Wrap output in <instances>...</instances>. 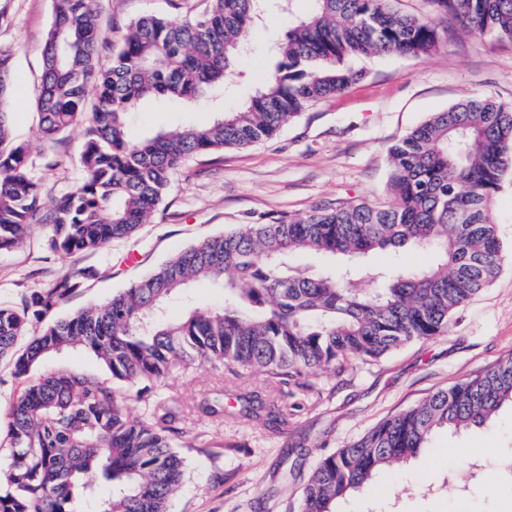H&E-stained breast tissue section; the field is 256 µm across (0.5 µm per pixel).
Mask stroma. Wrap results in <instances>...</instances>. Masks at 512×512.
I'll return each instance as SVG.
<instances>
[{"label":"stroma","instance_id":"1","mask_svg":"<svg viewBox=\"0 0 512 512\" xmlns=\"http://www.w3.org/2000/svg\"><path fill=\"white\" fill-rule=\"evenodd\" d=\"M206 0H99L108 39H120L127 25L145 15L200 13ZM52 0H0V49L13 56V133L30 143L33 171L52 200L82 179L78 157L83 137L72 131L55 144L42 143L34 120L41 50L51 22ZM288 25L272 11L253 36L240 68L248 82L224 91L223 111L236 110L270 67L266 39ZM365 76L335 98L320 102L285 125L271 139L247 149L227 148L188 162L149 223L131 238L98 252L67 256L45 250L40 233L0 253V302L45 287L68 272L96 270L84 293L64 308L71 314L91 299L127 288L174 253L239 224H265L283 215L310 212L333 200L387 196L389 149L431 113L475 93L512 102V43L459 36L426 57L378 56L363 61ZM207 105L184 112L152 103L131 110L129 132L143 137L176 124L213 121ZM493 216L505 247L502 273L455 313L444 333L415 341L378 361H352L342 371L312 374L317 395L308 401L295 386L283 387L287 421L275 415L250 418L239 396L266 394L265 375L206 364L193 375H173L162 394L183 411L173 443L184 456L187 475L174 512H292L309 469L324 454L358 439L381 421L433 391L469 379L512 357V181L493 202ZM224 390V417L203 413L200 402ZM457 449L461 460L443 459ZM512 452V410L503 409L486 427L433 435L399 472L386 477V493L341 503L342 512H512V483L496 470L469 480L461 500L437 490L448 473H467L486 451Z\"/></svg>","mask_w":512,"mask_h":512}]
</instances>
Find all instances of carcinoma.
Listing matches in <instances>:
<instances>
[{"instance_id": "cac0c4a2", "label": "carcinoma", "mask_w": 512, "mask_h": 512, "mask_svg": "<svg viewBox=\"0 0 512 512\" xmlns=\"http://www.w3.org/2000/svg\"><path fill=\"white\" fill-rule=\"evenodd\" d=\"M304 16L280 0H208L196 16H145L118 41L103 30L97 0H53L35 94L40 138L83 130L81 182L51 202L17 141L12 54L0 50V252L32 232L53 254L95 252L132 237L162 204L192 157L244 148L273 136L301 112L362 79L352 63L388 54L430 55L447 45L451 20L464 35L512 41V0H427L429 12H399L395 0H312ZM288 14L270 42L273 65L243 108L207 124L128 134L126 114L144 101L194 106L233 81L253 30L269 10ZM108 53V64L101 63ZM389 200L327 203L268 224H239L169 257L112 297L70 315L93 271L66 273L45 288L0 303V360L26 378L0 421V512H172L186 476L170 433L175 407L160 388L175 373L219 363L236 375L264 373L272 386L354 360H377L444 332L453 314L502 270L494 199L512 177V103L479 94L403 134L389 152ZM430 250L411 270L379 266L373 253ZM301 252L346 263L311 270ZM224 290V305L179 318L168 305L191 285ZM84 350L112 374L30 372L44 359ZM136 393L151 404L132 418ZM512 407V357L440 388L358 440L319 458L297 512H337L355 494L383 491L378 479L409 463L440 430L460 433ZM467 479L440 485L448 498Z\"/></svg>"}]
</instances>
